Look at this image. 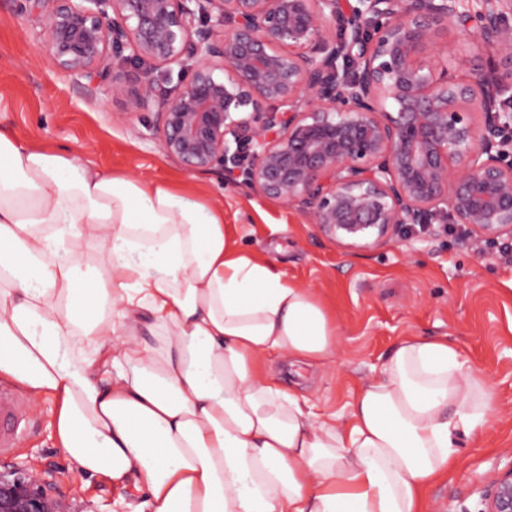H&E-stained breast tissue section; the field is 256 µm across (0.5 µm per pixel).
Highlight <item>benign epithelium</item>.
<instances>
[{
    "label": "benign epithelium",
    "instance_id": "obj_1",
    "mask_svg": "<svg viewBox=\"0 0 512 512\" xmlns=\"http://www.w3.org/2000/svg\"><path fill=\"white\" fill-rule=\"evenodd\" d=\"M58 67L152 116L189 173L247 162L266 198L370 249L442 214L512 239V0H12ZM489 51L459 79L437 42ZM130 67L114 72L113 52ZM482 512H512V464ZM51 481L0 474V512H55Z\"/></svg>",
    "mask_w": 512,
    "mask_h": 512
}]
</instances>
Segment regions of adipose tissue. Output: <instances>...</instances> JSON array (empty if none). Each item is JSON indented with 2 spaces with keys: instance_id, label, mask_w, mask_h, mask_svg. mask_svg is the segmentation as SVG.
I'll use <instances>...</instances> for the list:
<instances>
[{
  "instance_id": "obj_1",
  "label": "adipose tissue",
  "mask_w": 512,
  "mask_h": 512,
  "mask_svg": "<svg viewBox=\"0 0 512 512\" xmlns=\"http://www.w3.org/2000/svg\"><path fill=\"white\" fill-rule=\"evenodd\" d=\"M338 334L206 194L0 128V376L53 399L81 474L133 479V512H428L492 386L447 340L409 336L338 426L267 369L276 352L324 364Z\"/></svg>"
}]
</instances>
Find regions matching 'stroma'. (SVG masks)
Returning <instances> with one entry per match:
<instances>
[{
  "instance_id": "stroma-1",
  "label": "stroma",
  "mask_w": 512,
  "mask_h": 512,
  "mask_svg": "<svg viewBox=\"0 0 512 512\" xmlns=\"http://www.w3.org/2000/svg\"><path fill=\"white\" fill-rule=\"evenodd\" d=\"M39 20L0 0V126L52 150L130 175L158 176L203 190L224 208L244 249L276 262L288 280L313 289L336 317L335 360L305 370L301 394L317 411L347 415L404 337H447L493 386L496 406L483 437L458 442V465L428 488V512H479L482 490L512 465V251L475 247L462 226L434 220L422 240L397 238L352 251L322 236L301 210L258 196L242 173H186L166 155L152 117L131 102L78 88L44 52ZM34 433L0 453V471L22 466L53 480L61 512H117L138 494L132 482L80 475L56 443L54 404L33 403Z\"/></svg>"
}]
</instances>
